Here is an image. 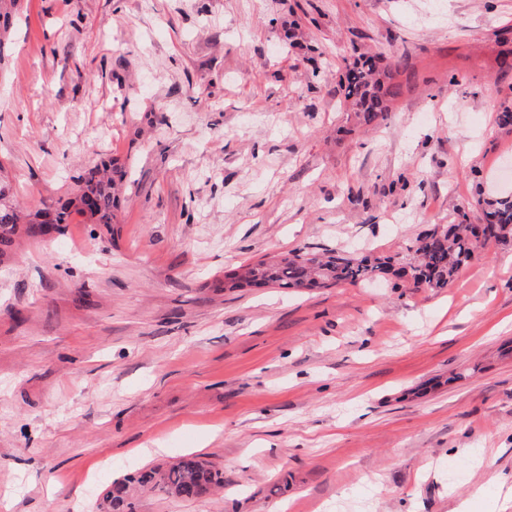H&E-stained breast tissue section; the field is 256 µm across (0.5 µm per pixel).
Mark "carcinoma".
I'll return each mask as SVG.
<instances>
[{
	"label": "carcinoma",
	"mask_w": 512,
	"mask_h": 512,
	"mask_svg": "<svg viewBox=\"0 0 512 512\" xmlns=\"http://www.w3.org/2000/svg\"><path fill=\"white\" fill-rule=\"evenodd\" d=\"M18 0H0V37L12 23ZM395 70L381 65L377 55H363L345 66L340 75L343 104L363 125L374 126L387 118L389 103L399 93L393 83ZM124 166L111 160L79 176L70 197L55 209V224L70 223L77 214L87 224H110L115 218L117 198L125 179ZM477 206L485 219L499 226L497 242L512 237V195L480 198ZM25 225L30 237L44 235V225L27 215L12 189L0 179V248L13 243L18 225ZM481 243L475 238L468 213H459L455 224H436L420 234L401 261L392 256H362L334 250L315 252L297 249L287 254L244 266L243 278L250 287L276 286L281 289L362 285L382 274L395 271L415 288L442 290L451 285L469 264ZM149 487L169 497L195 499L224 486L222 474L195 457H183L167 468L141 470L137 476L112 483L101 504L102 512H135L129 498L132 484Z\"/></svg>",
	"instance_id": "cac0c4a2"
}]
</instances>
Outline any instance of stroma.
Instances as JSON below:
<instances>
[{
    "mask_svg": "<svg viewBox=\"0 0 512 512\" xmlns=\"http://www.w3.org/2000/svg\"><path fill=\"white\" fill-rule=\"evenodd\" d=\"M7 44L16 199L128 174L115 224L0 256V512H97L188 454L223 489L137 512H457L476 485L512 512V239L441 291L224 288L298 248L402 253L512 193V0H21ZM366 51L402 84L370 129L338 85Z\"/></svg>",
    "mask_w": 512,
    "mask_h": 512,
    "instance_id": "1",
    "label": "stroma"
}]
</instances>
